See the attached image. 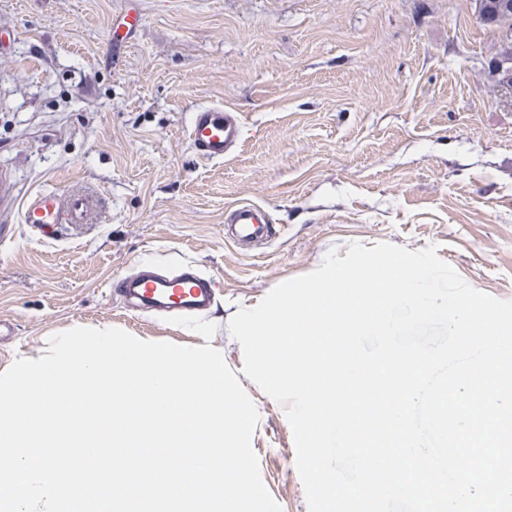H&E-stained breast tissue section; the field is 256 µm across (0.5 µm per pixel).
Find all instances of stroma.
<instances>
[{
	"label": "stroma",
	"mask_w": 512,
	"mask_h": 512,
	"mask_svg": "<svg viewBox=\"0 0 512 512\" xmlns=\"http://www.w3.org/2000/svg\"><path fill=\"white\" fill-rule=\"evenodd\" d=\"M132 1L142 23L116 60ZM500 37L476 0H0V373L75 327L211 344L258 409L265 486L282 512H308L285 409L243 375L228 323L354 243L436 247L512 300V98L488 71ZM204 104L244 119L221 162L188 142ZM44 189L95 194L98 214L34 232L20 211ZM236 201L269 213L264 248L226 238ZM186 263L217 284L208 341L111 291Z\"/></svg>",
	"instance_id": "35a3bbf8"
}]
</instances>
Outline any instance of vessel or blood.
Returning a JSON list of instances; mask_svg holds the SVG:
<instances>
[{
    "mask_svg": "<svg viewBox=\"0 0 512 512\" xmlns=\"http://www.w3.org/2000/svg\"><path fill=\"white\" fill-rule=\"evenodd\" d=\"M244 134L239 112L224 105H203L193 114L188 139L195 155L221 161L236 149ZM90 197L48 190L36 193L23 205L21 217L36 231L55 224H83L93 209ZM224 221L234 243L256 250L275 234L269 214L260 206L235 202L225 207ZM217 285L197 268L185 265L171 277L129 275L116 286L118 296L130 307L203 313L215 302Z\"/></svg>",
    "mask_w": 512,
    "mask_h": 512,
    "instance_id": "obj_1",
    "label": "vessel or blood"
}]
</instances>
